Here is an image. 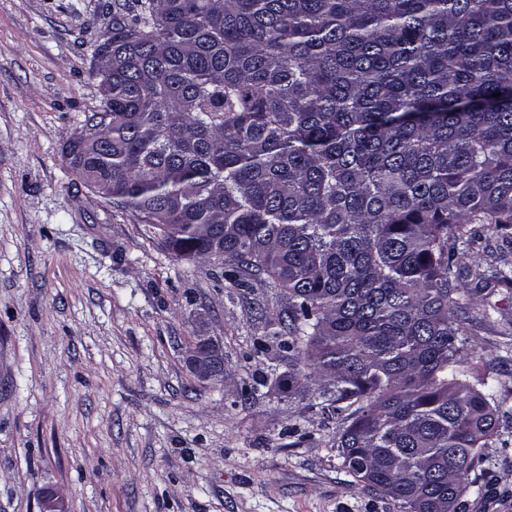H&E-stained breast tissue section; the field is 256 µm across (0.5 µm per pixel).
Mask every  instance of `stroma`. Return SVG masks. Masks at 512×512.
<instances>
[{
	"label": "stroma",
	"mask_w": 512,
	"mask_h": 512,
	"mask_svg": "<svg viewBox=\"0 0 512 512\" xmlns=\"http://www.w3.org/2000/svg\"><path fill=\"white\" fill-rule=\"evenodd\" d=\"M124 0H0V512H399L363 489L309 366L279 376L267 276L236 288L220 261L177 259L72 169L100 111L94 49ZM468 287L512 245L492 228ZM466 313L495 380L496 433L463 512H512V287ZM207 337L224 376L198 377Z\"/></svg>",
	"instance_id": "35a3bbf8"
}]
</instances>
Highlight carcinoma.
<instances>
[{
    "instance_id": "carcinoma-1",
    "label": "carcinoma",
    "mask_w": 512,
    "mask_h": 512,
    "mask_svg": "<svg viewBox=\"0 0 512 512\" xmlns=\"http://www.w3.org/2000/svg\"><path fill=\"white\" fill-rule=\"evenodd\" d=\"M109 40L75 172L176 257L273 279L346 472L457 512L498 420L458 280L475 225L512 230V0H127Z\"/></svg>"
}]
</instances>
